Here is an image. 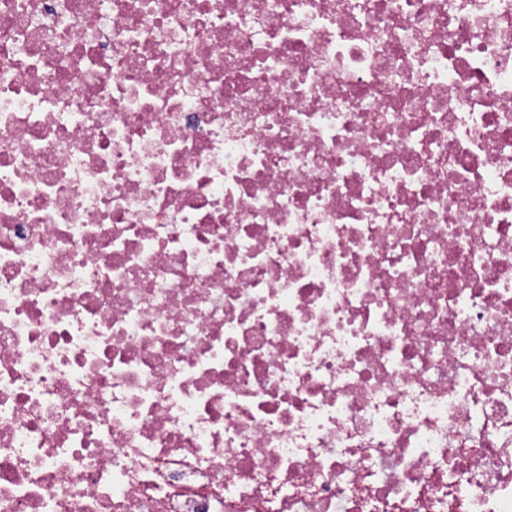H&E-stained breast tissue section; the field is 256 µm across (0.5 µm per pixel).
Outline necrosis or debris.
Returning a JSON list of instances; mask_svg holds the SVG:
<instances>
[{"mask_svg":"<svg viewBox=\"0 0 512 512\" xmlns=\"http://www.w3.org/2000/svg\"><path fill=\"white\" fill-rule=\"evenodd\" d=\"M0 512H512V0H0Z\"/></svg>","mask_w":512,"mask_h":512,"instance_id":"1","label":"necrosis or debris"}]
</instances>
